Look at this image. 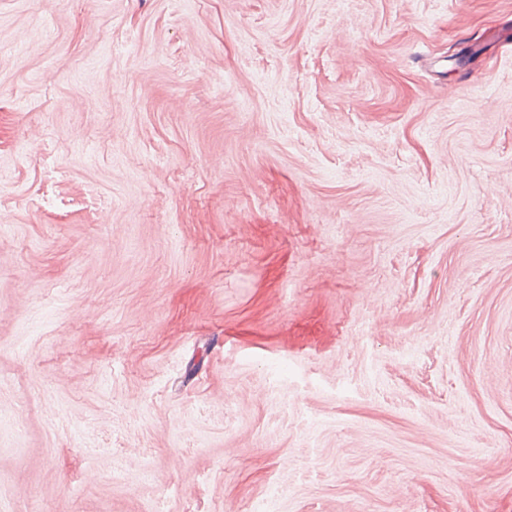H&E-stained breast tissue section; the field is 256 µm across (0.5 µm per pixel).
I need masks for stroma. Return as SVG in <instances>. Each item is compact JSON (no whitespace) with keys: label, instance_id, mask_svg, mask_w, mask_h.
I'll return each instance as SVG.
<instances>
[{"label":"stroma","instance_id":"35a3bbf8","mask_svg":"<svg viewBox=\"0 0 512 512\" xmlns=\"http://www.w3.org/2000/svg\"><path fill=\"white\" fill-rule=\"evenodd\" d=\"M0 512H512V0H0Z\"/></svg>","mask_w":512,"mask_h":512}]
</instances>
